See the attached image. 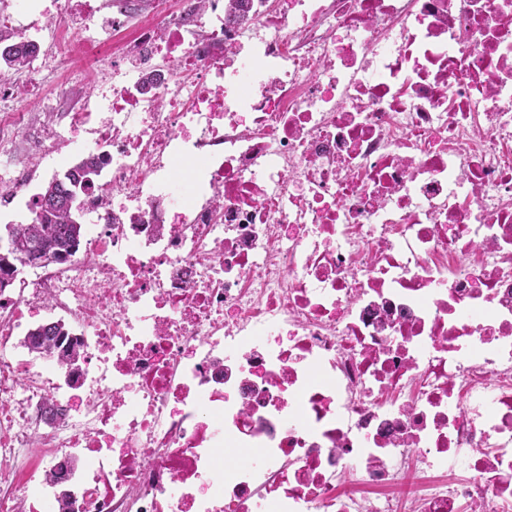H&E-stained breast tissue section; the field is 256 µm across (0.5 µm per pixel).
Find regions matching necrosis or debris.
Wrapping results in <instances>:
<instances>
[{"mask_svg":"<svg viewBox=\"0 0 512 512\" xmlns=\"http://www.w3.org/2000/svg\"><path fill=\"white\" fill-rule=\"evenodd\" d=\"M101 11L0 28L91 63ZM65 149L103 178L85 258L0 301V512H512V0H152ZM44 310L63 384L16 342ZM59 317L50 310L42 312L32 322L38 324L23 341V346L37 355H53L56 358L58 367L65 373L70 372L80 359V350L74 343L67 342L69 336L66 325L56 321Z\"/></svg>","mask_w":512,"mask_h":512,"instance_id":"1","label":"necrosis or debris"}]
</instances>
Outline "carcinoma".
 <instances>
[{
  "mask_svg": "<svg viewBox=\"0 0 512 512\" xmlns=\"http://www.w3.org/2000/svg\"><path fill=\"white\" fill-rule=\"evenodd\" d=\"M35 47L23 41L0 49V71H19L26 68ZM100 170V158L88 155L77 165L56 175L40 196L39 215L14 227L13 254L37 255L48 266L76 256L83 237L79 213L69 201L90 185V178ZM68 331L62 322L41 323L23 341V346L37 355L56 358L58 367L69 372L80 359V350L67 341Z\"/></svg>",
  "mask_w": 512,
  "mask_h": 512,
  "instance_id": "1",
  "label": "carcinoma"
}]
</instances>
